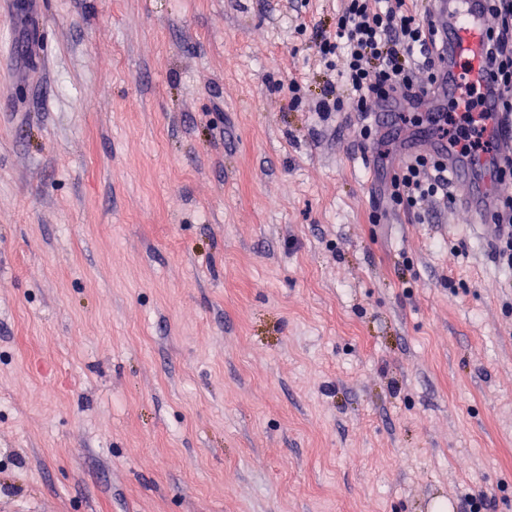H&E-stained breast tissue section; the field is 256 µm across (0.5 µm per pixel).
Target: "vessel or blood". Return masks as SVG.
<instances>
[{"instance_id": "1", "label": "vessel or blood", "mask_w": 512, "mask_h": 512, "mask_svg": "<svg viewBox=\"0 0 512 512\" xmlns=\"http://www.w3.org/2000/svg\"><path fill=\"white\" fill-rule=\"evenodd\" d=\"M429 18L442 41L445 59L435 89L420 91V99L438 95L456 102L465 100L466 82H478L487 89L484 131L492 144L490 152L461 156L446 141L430 143L432 153L447 158L448 173L460 191L453 205L467 210L487 233L496 229L501 170L512 167V114L501 111L495 71L486 55L490 21L485 0H430ZM472 68L461 73L460 59Z\"/></svg>"}]
</instances>
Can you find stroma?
Returning <instances> with one entry per match:
<instances>
[{"label": "stroma", "mask_w": 512, "mask_h": 512, "mask_svg": "<svg viewBox=\"0 0 512 512\" xmlns=\"http://www.w3.org/2000/svg\"><path fill=\"white\" fill-rule=\"evenodd\" d=\"M340 5L0 0V512H512V273L388 203L430 102L315 112Z\"/></svg>", "instance_id": "1"}]
</instances>
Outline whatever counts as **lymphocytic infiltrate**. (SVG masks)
<instances>
[{
    "mask_svg": "<svg viewBox=\"0 0 512 512\" xmlns=\"http://www.w3.org/2000/svg\"><path fill=\"white\" fill-rule=\"evenodd\" d=\"M336 33L322 37L317 53L335 71L340 89H328L316 104L320 117L343 110L367 112L369 103L415 96L422 84L438 78V37L421 20L415 0H343ZM490 14L501 23L490 36L488 56L496 68L500 109L512 112V0H487ZM482 88H466L464 104L452 112L433 114L431 121L460 154L481 148L479 125L484 119ZM393 204L420 208L448 197V166L434 155L417 154L401 162L388 188Z\"/></svg>",
    "mask_w": 512,
    "mask_h": 512,
    "instance_id": "obj_1",
    "label": "lymphocytic infiltrate"
}]
</instances>
